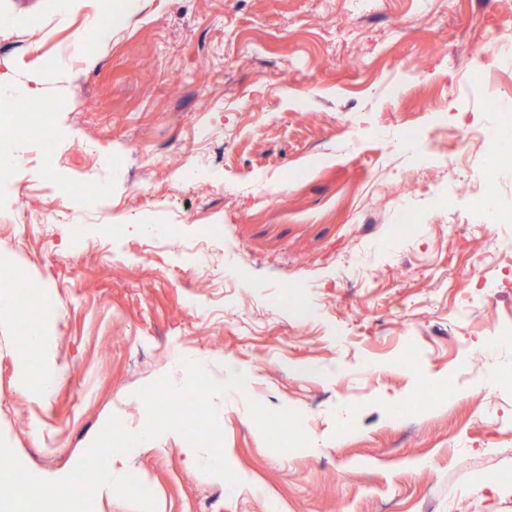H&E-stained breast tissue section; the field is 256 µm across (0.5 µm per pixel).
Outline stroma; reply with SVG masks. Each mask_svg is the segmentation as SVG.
Returning a JSON list of instances; mask_svg holds the SVG:
<instances>
[{
  "mask_svg": "<svg viewBox=\"0 0 512 512\" xmlns=\"http://www.w3.org/2000/svg\"><path fill=\"white\" fill-rule=\"evenodd\" d=\"M103 5L0 0V286L40 290L45 339L25 348L11 295L20 462L60 479L110 416L142 428L138 390L180 359L233 361L247 393L215 403L237 485L178 435L112 457L156 512H512V225L481 210L512 209V174L471 182L483 148L458 164L451 135L512 143L485 107L512 102V68L489 90L459 52L512 27V0H142L105 40ZM38 101L47 133L8 132ZM252 400L298 411L309 445L271 450Z\"/></svg>",
  "mask_w": 512,
  "mask_h": 512,
  "instance_id": "obj_1",
  "label": "stroma"
}]
</instances>
